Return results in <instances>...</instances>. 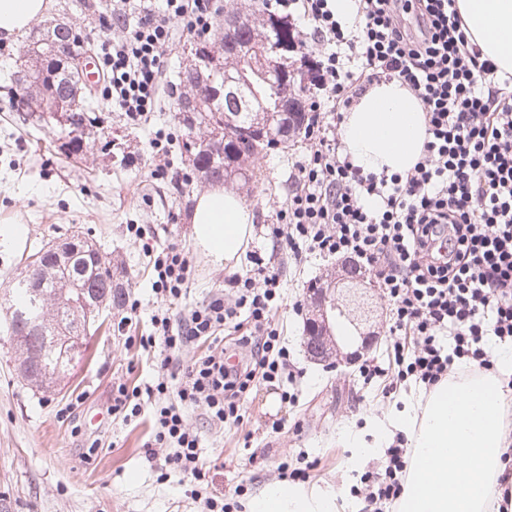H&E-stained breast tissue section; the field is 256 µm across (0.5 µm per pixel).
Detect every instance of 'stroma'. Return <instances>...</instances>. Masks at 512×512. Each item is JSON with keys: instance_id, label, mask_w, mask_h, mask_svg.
<instances>
[{"instance_id": "1", "label": "stroma", "mask_w": 512, "mask_h": 512, "mask_svg": "<svg viewBox=\"0 0 512 512\" xmlns=\"http://www.w3.org/2000/svg\"><path fill=\"white\" fill-rule=\"evenodd\" d=\"M99 110L108 118L112 154L96 150L69 159L46 126L12 112L0 92V230L24 229L20 237L0 242V280L21 272L41 245L81 230L129 280V298L137 303L136 310L113 311L89 339L68 379L51 393L18 374L0 320V504L8 512H206L193 494V482L179 474L159 480L150 467L145 457L148 419L126 423L105 413L113 383H144L153 376L151 362L124 341L150 331L152 316L163 310L152 290L153 264L170 247L193 258L187 296L192 307L207 303L225 276L253 270L254 256L272 260L282 270L276 319L298 373L289 387L295 399L282 400L277 387L252 390L242 402V425L224 428L207 423L201 410L188 409L187 422L201 435L202 459L218 463L208 477L213 490L223 493L231 512H240L266 486L280 482L281 462L302 453L317 464L306 489L350 500L359 474L347 466L352 451L341 441V432L365 428L370 419L384 417L422 390L411 384L398 398H383L378 383H364L356 368L316 363L303 348L311 314L308 287L339 265L336 257L319 255L294 263L276 247L270 226L292 187L289 176L306 153L307 139L298 138L255 161L254 183L236 190L254 213L253 235L239 260L216 265L194 242L192 198L207 185L189 175L178 148L185 130L171 100H163L160 111L137 125L107 103H100ZM168 133L173 143L165 172L157 177L150 142ZM80 394L86 397L83 427L103 442L93 454L83 436L74 435L56 415ZM277 420L287 422L288 430L272 432ZM297 421L301 430L291 431Z\"/></svg>"}]
</instances>
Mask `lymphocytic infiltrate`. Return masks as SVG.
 Wrapping results in <instances>:
<instances>
[{
	"label": "lymphocytic infiltrate",
	"instance_id": "1",
	"mask_svg": "<svg viewBox=\"0 0 512 512\" xmlns=\"http://www.w3.org/2000/svg\"><path fill=\"white\" fill-rule=\"evenodd\" d=\"M356 35L345 36L333 0H304L320 94L309 118L311 147L291 174L294 182L270 227L295 262L306 255L357 259L374 272L391 306L389 364L363 361L364 379L385 377L384 396L407 381L433 389L455 365L495 369L487 337L512 343V76L483 58L466 37L455 0H358ZM118 33L99 41L108 78L105 98L127 119L160 108V80L177 32L208 36L207 0H112ZM359 62L345 68L343 52ZM395 79L422 102L427 139L407 173L376 174L338 153L333 130L338 102H350L373 81ZM193 272L185 251L154 261L153 288L168 306L182 303ZM227 291L188 309L184 318H151L153 330L126 337L143 352H159L153 382L116 383L108 411L129 422L149 414V447L164 451L160 479L207 477L200 436L186 411L202 409L220 425L243 420L240 401L261 383L291 377L288 344L274 322L280 269L258 266L233 275ZM232 334L245 362L228 365L224 336ZM207 350L182 362L191 345ZM383 472L360 478L368 512H382L404 491L409 451L404 436L386 448Z\"/></svg>",
	"mask_w": 512,
	"mask_h": 512
}]
</instances>
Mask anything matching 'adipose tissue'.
Returning <instances> with one entry per match:
<instances>
[{
	"instance_id": "1",
	"label": "adipose tissue",
	"mask_w": 512,
	"mask_h": 512,
	"mask_svg": "<svg viewBox=\"0 0 512 512\" xmlns=\"http://www.w3.org/2000/svg\"><path fill=\"white\" fill-rule=\"evenodd\" d=\"M54 0H0V38L15 39L46 16ZM468 39L502 73L512 74V0H457ZM421 101L399 81L373 84L346 113L342 153L364 171L406 173L423 156ZM254 215L242 199L215 186L197 196L193 235L214 263L239 258L253 234ZM512 404V348L498 353V373L439 384L424 401L404 406L380 424L372 441L348 431L362 457L382 453L404 432L410 465L394 512H499L512 485L502 455L512 447L505 410ZM248 512H339L333 498L280 483L248 504Z\"/></svg>"
}]
</instances>
